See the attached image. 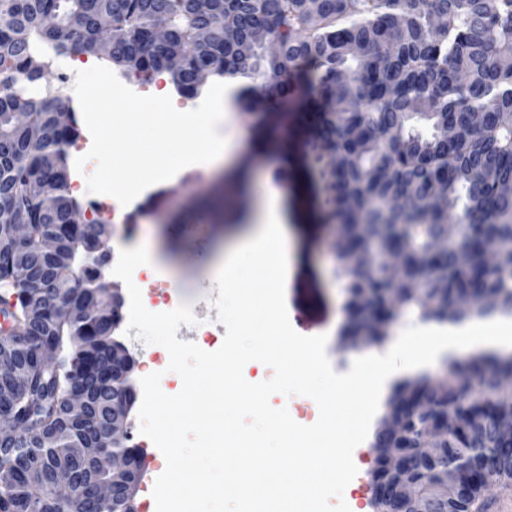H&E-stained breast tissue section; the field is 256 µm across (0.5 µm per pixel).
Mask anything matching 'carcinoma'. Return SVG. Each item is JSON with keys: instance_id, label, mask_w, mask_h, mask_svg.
Masks as SVG:
<instances>
[{"instance_id": "obj_1", "label": "carcinoma", "mask_w": 512, "mask_h": 512, "mask_svg": "<svg viewBox=\"0 0 512 512\" xmlns=\"http://www.w3.org/2000/svg\"><path fill=\"white\" fill-rule=\"evenodd\" d=\"M112 18L109 55L100 54V23ZM166 32L155 40V29ZM256 50L244 65H225L237 41ZM275 43L280 55L263 51ZM94 57L149 80L165 71L193 96L199 68L240 75L255 86L237 104L295 112L308 167L324 183V206L346 226L349 245L336 254L348 296L347 335L359 330L357 301L372 302L382 330L402 312L424 322L461 324L512 312V0H0V303L13 325L0 330V512H118L121 498L100 497L112 471L98 465L112 412V340L118 327L83 312L102 288L85 281L86 223L69 191L68 148L77 121L60 92L40 86L56 59ZM25 112L28 125L16 124ZM484 113L480 123L473 113ZM55 191L43 208L46 186ZM441 189L427 213L404 201ZM29 225L27 262L19 263L8 225ZM57 238L67 261L44 253ZM394 251L398 263L382 257ZM403 290L393 299L390 283ZM62 307L81 315L58 317ZM59 351L54 368L45 348ZM442 375L391 389L379 424L380 444L396 442L434 512H470L481 490L445 498L436 486L461 455L498 480L512 479V354L447 359ZM80 395L84 408L73 409ZM456 420L445 449L421 448L420 426ZM72 448H82L75 455ZM381 512H409L397 497L374 495Z\"/></svg>"}]
</instances>
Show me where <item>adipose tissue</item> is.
<instances>
[{
    "instance_id": "ef3b65f1",
    "label": "adipose tissue",
    "mask_w": 512,
    "mask_h": 512,
    "mask_svg": "<svg viewBox=\"0 0 512 512\" xmlns=\"http://www.w3.org/2000/svg\"><path fill=\"white\" fill-rule=\"evenodd\" d=\"M243 83L240 77H228L198 101L196 108L180 109L175 105L170 87L148 94L139 112L126 118L130 134L121 140H110L106 130L92 118H85V127L94 142L111 141L109 155L102 161L99 185L103 192L121 193L124 201L139 198L150 181H169L190 167L213 165L229 152L223 133L224 114L230 109L234 92ZM109 110H118L131 97L130 85L116 82L111 74L95 71L83 89ZM167 139L174 143L173 151L157 157L151 168L134 171L116 167L114 159L132 146L146 140ZM279 193L267 188L264 203L254 218L253 226L242 239L225 251L214 263V279L225 292L236 295V313L245 323L262 324L269 336L279 341L280 354L302 362L304 375L316 371L318 358L313 346L289 340L286 326L276 314V284L288 275V250L285 218L277 205ZM254 273L268 282V289L253 295L240 288L244 273ZM512 351V318L495 317L476 322L427 324L411 333L410 367L419 370L434 364L440 357L459 353Z\"/></svg>"
}]
</instances>
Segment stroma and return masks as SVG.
Segmentation results:
<instances>
[{
    "label": "stroma",
    "instance_id": "stroma-1",
    "mask_svg": "<svg viewBox=\"0 0 512 512\" xmlns=\"http://www.w3.org/2000/svg\"><path fill=\"white\" fill-rule=\"evenodd\" d=\"M225 131L236 134L229 157L212 168L185 170L173 183L153 184L143 197L113 223L114 198L101 193L93 177H85L80 203H101L100 223L111 225L113 236L128 235L134 242H148L158 257L174 268L175 283L167 284L175 303L191 304L198 320L189 335L220 330L211 316L210 300L201 289L210 280L208 257L217 247H229L248 228L260 205L259 186L271 182L280 192L278 205L287 222L289 270L285 300L289 314L299 312L314 321V333L327 334L326 355L336 372H348L366 346L348 348L339 341L345 320V291L336 275L335 220L324 215L314 198L306 174L297 165H285L281 156L258 147L266 137L263 110L232 111ZM199 224L207 239L204 258L195 255L196 243L186 232ZM358 473L350 492L359 512H374L372 474L376 455L370 442H362L355 456Z\"/></svg>",
    "mask_w": 512,
    "mask_h": 512
}]
</instances>
